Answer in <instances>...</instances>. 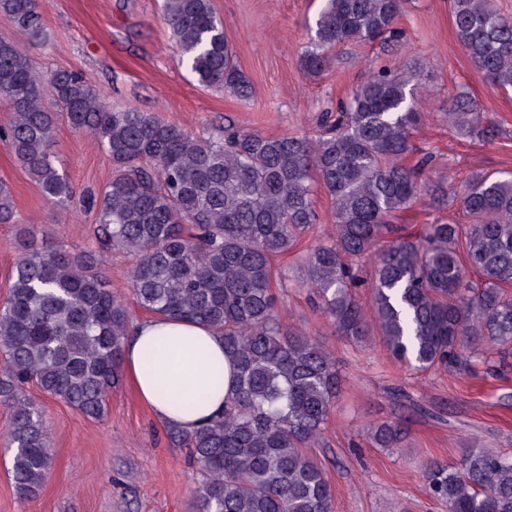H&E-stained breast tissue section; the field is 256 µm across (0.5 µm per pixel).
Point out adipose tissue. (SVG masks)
<instances>
[{"label":"adipose tissue","mask_w":512,"mask_h":512,"mask_svg":"<svg viewBox=\"0 0 512 512\" xmlns=\"http://www.w3.org/2000/svg\"><path fill=\"white\" fill-rule=\"evenodd\" d=\"M122 369L141 401L164 422L192 431L222 413L230 384L211 374H231L224 341L209 327L172 318L139 322L127 339Z\"/></svg>","instance_id":"adipose-tissue-1"}]
</instances>
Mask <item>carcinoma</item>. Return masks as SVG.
<instances>
[{
  "label": "carcinoma",
  "mask_w": 512,
  "mask_h": 512,
  "mask_svg": "<svg viewBox=\"0 0 512 512\" xmlns=\"http://www.w3.org/2000/svg\"><path fill=\"white\" fill-rule=\"evenodd\" d=\"M406 3L323 0L304 70L324 71L349 44L398 39ZM164 17L200 85L247 92L211 0H165ZM0 18L23 34L43 31L39 0H0ZM453 21L477 76L512 90V16L493 0H455ZM421 75L420 66L373 73L316 138L226 127L201 139L111 107L75 72L40 73L16 43L0 40V99L13 110L0 146L46 201L67 206L76 196L54 156L60 123L90 135L112 162L95 200L97 251L40 248L33 225L17 232L20 256L0 304V405L19 498L40 493L52 463L50 433L25 386L98 420L123 380L129 315L99 260L118 250L134 260L141 308L210 327L233 364L234 393L220 416L193 433L169 427L202 474L194 512H335L308 449L339 395L336 363L319 340L281 322L274 295L282 284L275 261L319 223L317 185L332 202L335 231L305 255L300 286L323 302L337 335L362 343L375 330L387 354L420 372L465 367L480 352L512 354V174H477L447 189L424 179L431 156L406 162L422 122L414 101ZM48 97L57 110L44 105ZM448 125L462 139L495 131L465 92ZM427 195L459 200L471 222L399 234L393 219ZM14 216L0 185V224ZM366 265L374 273L368 310L353 295ZM369 439L397 448L402 428L383 423ZM424 480L444 512H512V457L471 450L454 465L425 464Z\"/></svg>",
  "instance_id": "obj_1"
}]
</instances>
